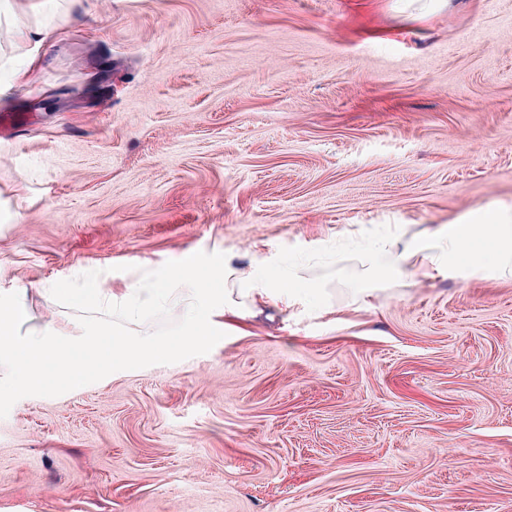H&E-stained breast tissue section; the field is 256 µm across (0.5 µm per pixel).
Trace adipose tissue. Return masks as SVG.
<instances>
[{"label":"adipose tissue","mask_w":512,"mask_h":512,"mask_svg":"<svg viewBox=\"0 0 512 512\" xmlns=\"http://www.w3.org/2000/svg\"><path fill=\"white\" fill-rule=\"evenodd\" d=\"M0 11V25L9 29L12 45L25 56L22 67L13 69L12 82L22 85L42 63L43 47L57 43L63 23L71 14L74 0H53L61 22L47 26L39 22L38 0H6ZM364 283L352 302L367 304L377 283L387 281L404 286L406 276L421 279L450 278L462 283L474 279L512 277V213L486 208L453 223L432 230L409 232L406 225H393L384 237L361 254ZM270 257L254 251L248 261L225 254L211 272V284L200 288L192 281L193 265L170 274L155 275L138 286L115 292L96 280L71 294L77 304L91 301L111 304L113 312L136 320L145 304L180 309L186 320L183 333L190 343L217 340L232 324L274 308L294 315L305 307L322 303L323 287L308 278L303 267L289 270L287 278L259 277L256 267H272Z\"/></svg>","instance_id":"ef3b65f1"}]
</instances>
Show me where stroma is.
I'll return each instance as SVG.
<instances>
[{"mask_svg": "<svg viewBox=\"0 0 512 512\" xmlns=\"http://www.w3.org/2000/svg\"><path fill=\"white\" fill-rule=\"evenodd\" d=\"M0 70V291L200 251L303 261L329 312L0 419V512H512V280L349 309L340 241L512 210V0H79Z\"/></svg>", "mask_w": 512, "mask_h": 512, "instance_id": "1", "label": "stroma"}]
</instances>
